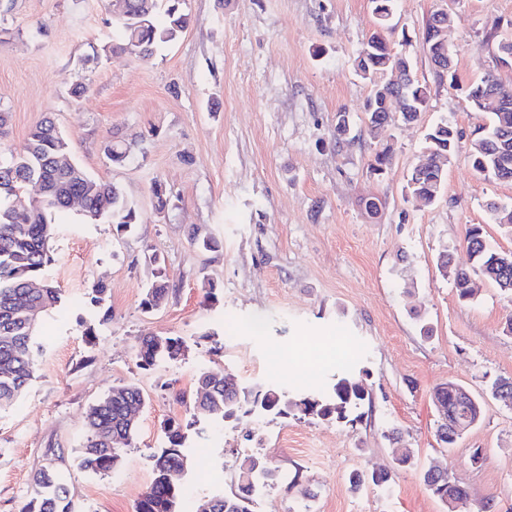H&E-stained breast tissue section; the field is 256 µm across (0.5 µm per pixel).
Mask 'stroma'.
I'll return each mask as SVG.
<instances>
[{"label":"stroma","mask_w":512,"mask_h":512,"mask_svg":"<svg viewBox=\"0 0 512 512\" xmlns=\"http://www.w3.org/2000/svg\"><path fill=\"white\" fill-rule=\"evenodd\" d=\"M452 5L456 81L449 84L435 75L423 26ZM112 10L113 0H0V112L9 116L0 146L21 147L52 116L76 161L117 184L141 215L120 236L75 210L55 218L49 270L62 303L42 323L33 381L0 413V512H22L52 447L65 451L78 512H136L168 419L183 424L190 463L180 512H195L208 494H235L246 454L299 478L292 490L257 485L253 512H445L421 478L431 465L491 512H512V407L489 392L494 379L512 377V297L481 280L473 300L460 302L438 266L446 251L454 266L469 267L464 239L473 224L483 225L493 247L512 251V232L485 209L490 199L512 204V183L474 171L471 133L487 117L465 92L490 70L512 84V66L496 53L497 40L512 38V0H394L390 46L411 59L429 103L416 121L394 118L374 138L372 86L354 69L377 28L370 0H186L188 29L147 63L104 53ZM76 82L88 88L77 100L68 94ZM341 111L350 133L340 146ZM444 121L461 137L428 205L409 195L407 179L428 131ZM114 137L130 150L121 166L104 153ZM386 145L393 162L372 175L369 165ZM157 179L172 196L161 214L150 192ZM372 195L384 205L369 218L362 199ZM196 228L219 240V250L198 251L190 241ZM151 252L171 292L147 312ZM97 281L108 286L105 324L89 305ZM424 324L430 337L421 335ZM146 336L182 338L185 352L143 369L137 351ZM336 336L348 352L297 374L288 359L296 344ZM347 366L370 399L346 420L252 414L219 422L193 407L204 370L296 395L331 392ZM450 381L474 394L483 412L446 448L432 397ZM125 384L146 398L134 444L113 471H84L86 413ZM394 427L401 443L387 438ZM403 446L414 467L396 468ZM477 448L484 457L475 463ZM353 471L391 478L356 491Z\"/></svg>","instance_id":"35a3bbf8"}]
</instances>
